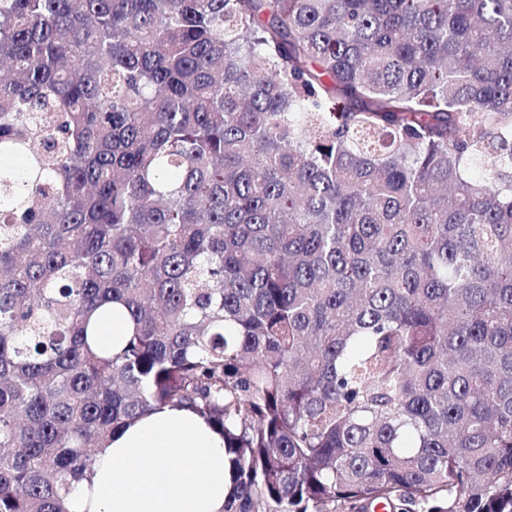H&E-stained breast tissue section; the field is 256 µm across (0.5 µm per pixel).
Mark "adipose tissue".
<instances>
[{"instance_id": "ef3b65f1", "label": "adipose tissue", "mask_w": 512, "mask_h": 512, "mask_svg": "<svg viewBox=\"0 0 512 512\" xmlns=\"http://www.w3.org/2000/svg\"><path fill=\"white\" fill-rule=\"evenodd\" d=\"M224 439L190 410L150 411L99 449L70 512H224Z\"/></svg>"}]
</instances>
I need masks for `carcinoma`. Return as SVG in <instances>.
<instances>
[{
    "mask_svg": "<svg viewBox=\"0 0 512 512\" xmlns=\"http://www.w3.org/2000/svg\"><path fill=\"white\" fill-rule=\"evenodd\" d=\"M165 406L224 512H512V0H0V512ZM127 324L124 318L119 314L116 317L98 319L95 325L97 338L103 343H110L112 345L122 341Z\"/></svg>",
    "mask_w": 512,
    "mask_h": 512,
    "instance_id": "1",
    "label": "carcinoma"
}]
</instances>
